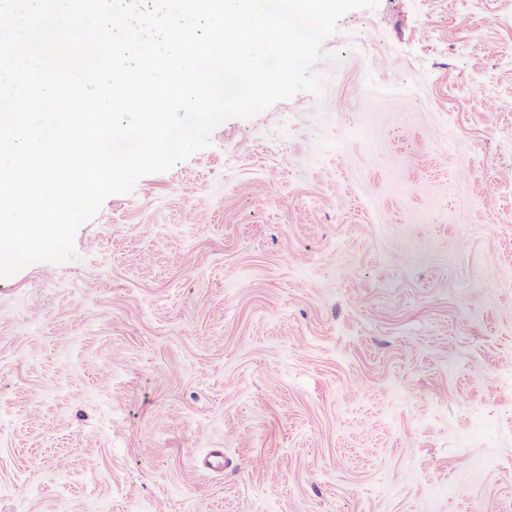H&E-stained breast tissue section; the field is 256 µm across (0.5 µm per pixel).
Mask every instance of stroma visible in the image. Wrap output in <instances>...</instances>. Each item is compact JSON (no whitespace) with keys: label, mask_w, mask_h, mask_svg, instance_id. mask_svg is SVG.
<instances>
[{"label":"stroma","mask_w":512,"mask_h":512,"mask_svg":"<svg viewBox=\"0 0 512 512\" xmlns=\"http://www.w3.org/2000/svg\"><path fill=\"white\" fill-rule=\"evenodd\" d=\"M324 50L0 280V512H512V0Z\"/></svg>","instance_id":"1"}]
</instances>
